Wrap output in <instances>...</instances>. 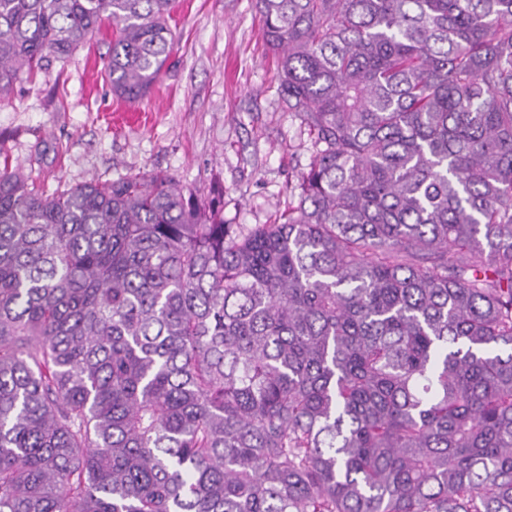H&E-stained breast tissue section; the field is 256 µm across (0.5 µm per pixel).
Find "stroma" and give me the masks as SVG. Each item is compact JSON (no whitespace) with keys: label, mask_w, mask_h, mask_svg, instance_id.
<instances>
[{"label":"stroma","mask_w":512,"mask_h":512,"mask_svg":"<svg viewBox=\"0 0 512 512\" xmlns=\"http://www.w3.org/2000/svg\"><path fill=\"white\" fill-rule=\"evenodd\" d=\"M170 66L144 98L105 79L112 29L0 104V156L47 191L162 172L247 230L286 211L312 145L281 99L254 0H177Z\"/></svg>","instance_id":"stroma-1"}]
</instances>
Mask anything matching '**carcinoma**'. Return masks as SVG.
Masks as SVG:
<instances>
[{
  "label": "carcinoma",
  "instance_id": "1",
  "mask_svg": "<svg viewBox=\"0 0 512 512\" xmlns=\"http://www.w3.org/2000/svg\"><path fill=\"white\" fill-rule=\"evenodd\" d=\"M0 0V103L104 19ZM315 148L242 231L167 175L0 168V512H512V0H255Z\"/></svg>",
  "mask_w": 512,
  "mask_h": 512
}]
</instances>
